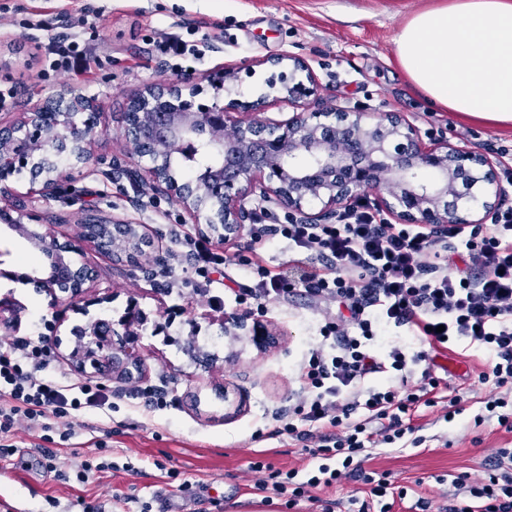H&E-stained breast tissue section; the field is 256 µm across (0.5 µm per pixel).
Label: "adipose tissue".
I'll list each match as a JSON object with an SVG mask.
<instances>
[{"label":"adipose tissue","instance_id":"obj_1","mask_svg":"<svg viewBox=\"0 0 512 512\" xmlns=\"http://www.w3.org/2000/svg\"><path fill=\"white\" fill-rule=\"evenodd\" d=\"M394 45L413 88L432 107L512 127V0H449L417 12Z\"/></svg>","mask_w":512,"mask_h":512}]
</instances>
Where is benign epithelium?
<instances>
[{
	"label": "benign epithelium",
	"mask_w": 512,
	"mask_h": 512,
	"mask_svg": "<svg viewBox=\"0 0 512 512\" xmlns=\"http://www.w3.org/2000/svg\"><path fill=\"white\" fill-rule=\"evenodd\" d=\"M274 71L270 92L243 101L241 69L228 66L204 78L212 103L198 101L202 82L179 78L165 85L146 86L132 95L125 113V133L131 157H149V177L119 159L112 160V178L138 183V207L144 197L160 194L178 199L194 224L224 238H238L256 223L263 210L283 209L302 224H322L342 215L362 200L399 224H483L508 199L509 191L488 155L469 151L447 140L425 142L418 127L400 112L370 114L363 109L329 106L305 109L317 92L318 79L309 63L287 54L261 60ZM293 109L285 121L253 120L246 111L268 101ZM97 103L83 95H60L26 113L20 123L0 127V182L20 168L34 172L31 184L49 200L62 176V160L88 167L84 147L92 134L79 115ZM219 149V163L208 166L196 180H180L173 163L204 151ZM0 221L26 238L49 263L18 274L0 268V276L34 287L67 294L74 302L94 279L86 265H75L69 254L75 244L48 233L29 230L21 217L0 208ZM80 238L130 263L155 239L144 225L98 217L80 225ZM248 318L234 326L250 328L261 349L277 348L281 336ZM75 368L85 373L131 376L143 369L140 345L129 333L118 335L112 323L97 319L80 330L69 353Z\"/></svg>",
	"instance_id": "7a95c632"
}]
</instances>
